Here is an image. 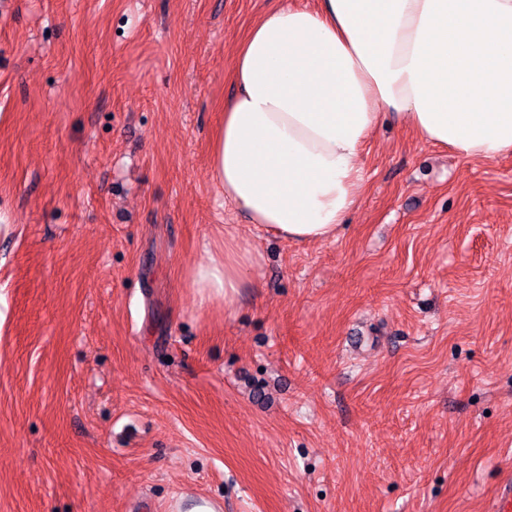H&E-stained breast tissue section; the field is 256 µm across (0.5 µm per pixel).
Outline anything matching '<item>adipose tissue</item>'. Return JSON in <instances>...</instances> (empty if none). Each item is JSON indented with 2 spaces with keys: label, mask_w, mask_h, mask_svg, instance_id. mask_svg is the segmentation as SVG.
Listing matches in <instances>:
<instances>
[{
  "label": "adipose tissue",
  "mask_w": 512,
  "mask_h": 512,
  "mask_svg": "<svg viewBox=\"0 0 512 512\" xmlns=\"http://www.w3.org/2000/svg\"><path fill=\"white\" fill-rule=\"evenodd\" d=\"M214 131L224 198L282 239L335 237L359 203L360 154L382 117L467 160L512 153V0H322L262 15L240 45ZM187 282L232 301L260 254L232 232Z\"/></svg>",
  "instance_id": "adipose-tissue-1"
}]
</instances>
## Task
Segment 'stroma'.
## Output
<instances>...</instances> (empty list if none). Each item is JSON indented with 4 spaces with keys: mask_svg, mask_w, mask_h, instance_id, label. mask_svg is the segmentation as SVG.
Listing matches in <instances>:
<instances>
[{
    "mask_svg": "<svg viewBox=\"0 0 512 512\" xmlns=\"http://www.w3.org/2000/svg\"><path fill=\"white\" fill-rule=\"evenodd\" d=\"M284 3L317 0H0V512H489L512 479V154L386 117L313 243L211 179ZM226 224L261 264L203 305Z\"/></svg>",
    "mask_w": 512,
    "mask_h": 512,
    "instance_id": "1",
    "label": "stroma"
}]
</instances>
